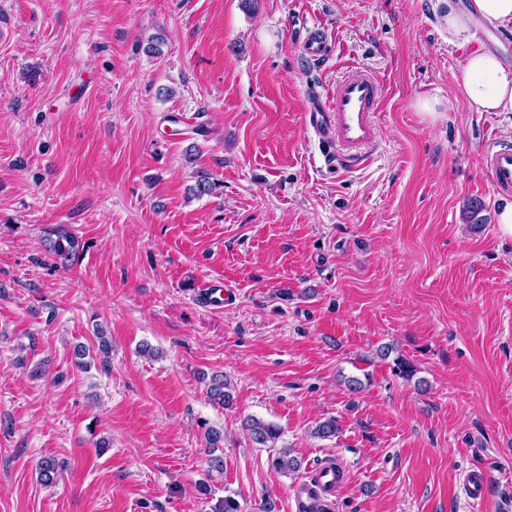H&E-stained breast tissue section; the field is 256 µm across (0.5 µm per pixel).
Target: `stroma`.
Masks as SVG:
<instances>
[{
    "mask_svg": "<svg viewBox=\"0 0 512 512\" xmlns=\"http://www.w3.org/2000/svg\"><path fill=\"white\" fill-rule=\"evenodd\" d=\"M466 3L0 0V512H295L299 477L249 440L252 415L303 469L346 462L335 512H473L475 466L482 512H512V238L482 171L512 112L472 111L457 81L476 53L511 65L512 26L449 40ZM352 65L383 84L380 141L329 167L301 114ZM200 169L218 188L197 198ZM210 282L235 301L205 307ZM100 331L112 354L81 370ZM216 372L231 409L206 397ZM330 416L339 435L313 437ZM302 48L304 54L313 60H323L329 56L328 41L316 27L308 29ZM489 486L490 475L485 469L471 468L462 477L464 497L476 510L486 500Z\"/></svg>",
    "mask_w": 512,
    "mask_h": 512,
    "instance_id": "35a3bbf8",
    "label": "stroma"
}]
</instances>
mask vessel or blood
<instances>
[{
    "instance_id": "obj_1",
    "label": "vessel or blood",
    "mask_w": 512,
    "mask_h": 512,
    "mask_svg": "<svg viewBox=\"0 0 512 512\" xmlns=\"http://www.w3.org/2000/svg\"><path fill=\"white\" fill-rule=\"evenodd\" d=\"M304 54L314 60L328 58V41L318 28H310L302 43ZM382 86L368 71L352 68L349 73L325 95L309 100L302 116L304 127L316 137L324 149L327 163L339 162L356 166L364 162L368 151L378 144L379 126L375 114L381 101ZM483 170L495 192L512 195V145L490 143L483 155ZM344 473L341 464L325 462L295 488L296 512H311L310 493L322 495L325 512H332L331 499ZM490 475L481 468H472L462 477L465 499L473 506H481L488 494Z\"/></svg>"
}]
</instances>
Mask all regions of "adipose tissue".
<instances>
[{"label":"adipose tissue","mask_w":512,"mask_h":512,"mask_svg":"<svg viewBox=\"0 0 512 512\" xmlns=\"http://www.w3.org/2000/svg\"><path fill=\"white\" fill-rule=\"evenodd\" d=\"M448 37H463L475 23L503 26L512 23V0H469L465 10L449 9ZM471 110L512 112V65L492 53L470 56L459 78Z\"/></svg>","instance_id":"ef3b65f1"}]
</instances>
